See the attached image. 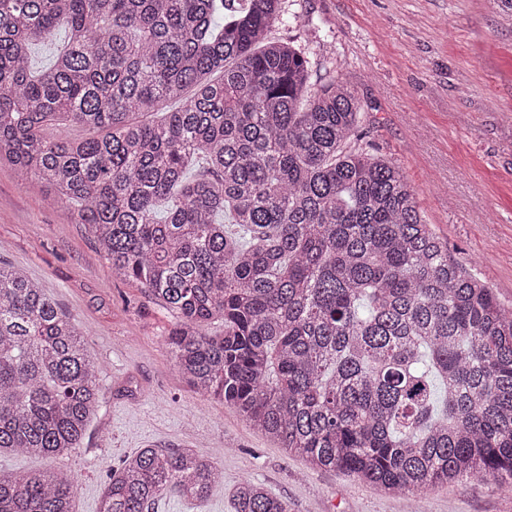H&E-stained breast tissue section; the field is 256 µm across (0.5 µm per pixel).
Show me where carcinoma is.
Wrapping results in <instances>:
<instances>
[{
	"label": "carcinoma",
	"instance_id": "obj_1",
	"mask_svg": "<svg viewBox=\"0 0 512 512\" xmlns=\"http://www.w3.org/2000/svg\"><path fill=\"white\" fill-rule=\"evenodd\" d=\"M281 3L0 0V161L171 311L195 391L289 453L413 498L512 489V310L357 138L355 94L311 82L305 48L270 36ZM62 20L66 45L32 71L31 45ZM164 101L178 106L138 119ZM54 120L86 136L50 139ZM100 373L76 321L0 263V455L80 447ZM220 480L190 448H144L109 472L97 512H149L168 490L203 501ZM73 495L61 467L0 469V512H74ZM234 512L288 506L247 480Z\"/></svg>",
	"mask_w": 512,
	"mask_h": 512
}]
</instances>
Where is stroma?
Listing matches in <instances>:
<instances>
[{"label": "stroma", "instance_id": "stroma-1", "mask_svg": "<svg viewBox=\"0 0 512 512\" xmlns=\"http://www.w3.org/2000/svg\"><path fill=\"white\" fill-rule=\"evenodd\" d=\"M295 21L273 37L306 48L362 107L358 135L394 163L427 224L512 308V17L485 0H284ZM0 262L41 283L85 331L104 397L83 442L55 460L0 457L8 470L61 465L76 478L74 512H97L108 470L143 448H190L224 479L201 502L175 492L154 512H233L250 479L288 512H512L492 481L448 484L421 503L288 455L223 401L197 394L166 339L175 319L116 277L87 226L0 164Z\"/></svg>", "mask_w": 512, "mask_h": 512}]
</instances>
